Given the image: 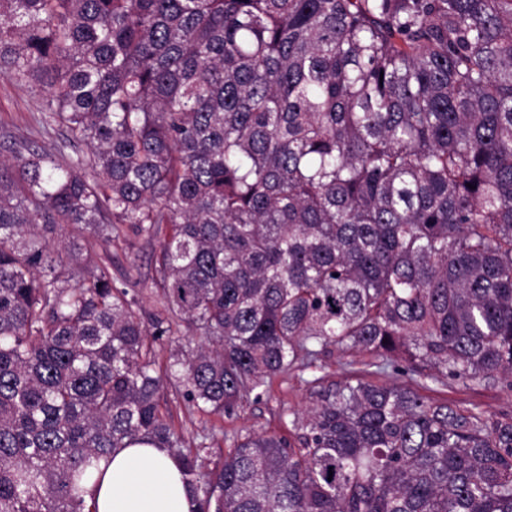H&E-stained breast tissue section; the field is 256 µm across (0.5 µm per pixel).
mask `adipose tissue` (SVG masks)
Returning a JSON list of instances; mask_svg holds the SVG:
<instances>
[{"label": "adipose tissue", "mask_w": 512, "mask_h": 512, "mask_svg": "<svg viewBox=\"0 0 512 512\" xmlns=\"http://www.w3.org/2000/svg\"><path fill=\"white\" fill-rule=\"evenodd\" d=\"M97 512H194L190 487L167 449L134 445L112 452L88 484Z\"/></svg>", "instance_id": "ef3b65f1"}]
</instances>
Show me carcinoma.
<instances>
[{"instance_id": "obj_1", "label": "carcinoma", "mask_w": 512, "mask_h": 512, "mask_svg": "<svg viewBox=\"0 0 512 512\" xmlns=\"http://www.w3.org/2000/svg\"><path fill=\"white\" fill-rule=\"evenodd\" d=\"M0 73L43 89L0 155V512H96L117 448H167L196 512H512V0H0ZM92 177H87V172ZM158 240L166 317L86 235ZM182 327L206 343L154 344ZM293 435L185 445L332 351ZM432 387L438 389L440 398H447L448 402H452L461 406H470L478 404L489 412H498L503 408L512 406V394L498 389L492 390H469L462 384L456 382H448L447 386L434 385Z\"/></svg>"}]
</instances>
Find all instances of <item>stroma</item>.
I'll return each instance as SVG.
<instances>
[{
	"label": "stroma",
	"instance_id": "1",
	"mask_svg": "<svg viewBox=\"0 0 512 512\" xmlns=\"http://www.w3.org/2000/svg\"><path fill=\"white\" fill-rule=\"evenodd\" d=\"M41 103L39 87L0 75V151H8L11 141L24 138L57 153L59 161H68L74 155L67 146L69 133L63 127L46 131L38 125ZM157 251V241L139 235L128 225L124 226L120 240L111 247H104L97 241L86 251L88 260L93 263L98 262L102 253H110L113 281L139 300L149 324L163 314L161 299L152 288ZM343 363V357L335 354L322 366L293 369L279 375L272 380L267 394L259 399L248 398L230 416L198 412L171 389L167 390L165 400L186 441L196 442L207 435L213 439V448L226 452L249 434L288 435L293 413L305 412L309 405L308 380L325 374L330 379L342 380L345 376ZM438 395L457 405L477 404L491 412L512 406L511 393L501 389L469 390L456 382L439 387Z\"/></svg>",
	"mask_w": 512,
	"mask_h": 512
}]
</instances>
